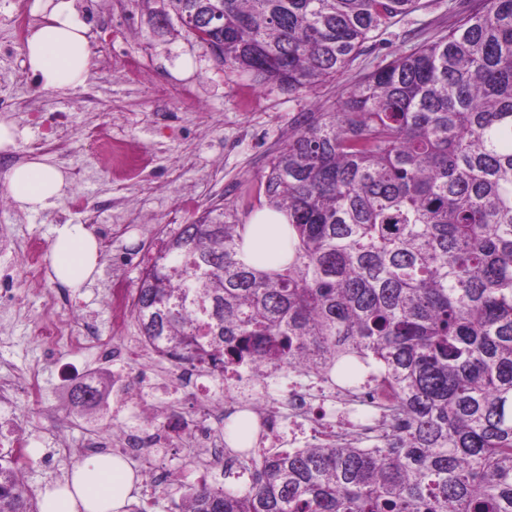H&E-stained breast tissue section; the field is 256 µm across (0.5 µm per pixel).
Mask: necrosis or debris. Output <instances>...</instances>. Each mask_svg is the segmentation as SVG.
Instances as JSON below:
<instances>
[{
    "mask_svg": "<svg viewBox=\"0 0 512 512\" xmlns=\"http://www.w3.org/2000/svg\"><path fill=\"white\" fill-rule=\"evenodd\" d=\"M37 334L43 344L82 347L86 339L79 317L46 319ZM272 373L258 374L243 368L219 381L197 369H185L175 384L165 385L154 376L127 368L112 374V414L120 416L145 398L159 394L178 398L195 396L211 406H223L225 415L252 412L265 448H310L317 444L353 445L373 449L393 430L405 426V419L392 415L387 397L374 381L353 387H337L315 373L292 370L284 389L270 387ZM158 410L151 425L122 423L106 437L93 434V448L134 450L144 463H151L173 443L175 422ZM188 438L203 455L205 471L230 466L224 453V435L208 418L191 422Z\"/></svg>",
    "mask_w": 512,
    "mask_h": 512,
    "instance_id": "4bbe7bcc",
    "label": "necrosis or debris"
}]
</instances>
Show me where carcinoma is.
I'll return each instance as SVG.
<instances>
[{
    "label": "carcinoma",
    "instance_id": "carcinoma-1",
    "mask_svg": "<svg viewBox=\"0 0 512 512\" xmlns=\"http://www.w3.org/2000/svg\"><path fill=\"white\" fill-rule=\"evenodd\" d=\"M224 65L307 93L419 0H168ZM453 26L302 112L258 185L287 215L277 264L239 259L235 210L181 224L133 298L155 351L224 375L372 366L408 427L373 450L255 447L244 484H178L182 512H512V0H448ZM98 398L71 402L88 419ZM0 512H38L0 458Z\"/></svg>",
    "mask_w": 512,
    "mask_h": 512
}]
</instances>
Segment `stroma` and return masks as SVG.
Segmentation results:
<instances>
[{"label":"stroma","mask_w":512,"mask_h":512,"mask_svg":"<svg viewBox=\"0 0 512 512\" xmlns=\"http://www.w3.org/2000/svg\"><path fill=\"white\" fill-rule=\"evenodd\" d=\"M418 10L389 28L373 33L365 52L343 77L317 88L315 95L291 94L271 83L224 67L182 26L171 19L168 29L155 27L142 0H74L80 20L94 49L93 66L87 81L106 85L98 107L79 109L80 92L43 88L32 73L14 77L0 70L1 82H17L22 113L28 114L33 129L21 132L15 147L21 159L35 134L44 139L68 138L65 149L47 154L48 163L61 171L79 165L85 176L72 180L63 198L49 209L18 211L0 231L18 242L39 249L48 261L56 228L64 223L89 224L100 246L101 271L96 281L84 288H69L50 276L31 282L24 273L23 252L0 256V270L14 269V290L20 304L0 314V380L35 377L39 392H16L0 404V420L12 422L0 434V455L10 456L14 437L27 444L28 461L24 485L39 496L46 484L61 477L74 464L88 460L82 446L90 431L108 434L111 418L90 427L69 405L73 380L111 375L113 365L98 358L93 346L46 349L34 332L47 318L82 314L96 338L121 348L127 337L137 335L134 317L127 329H114L117 314L103 298L113 277L137 287L143 269L152 263L172 230L190 223L206 207L223 204L236 208L242 220L258 211L256 189L268 156L281 147L295 126L299 113L313 103L331 105L348 85L361 80L385 58L422 42L439 26L450 25L448 0H422ZM143 58L151 74L148 82L130 84L120 74L124 59ZM77 121L57 124L62 113ZM111 126L116 153L137 160L135 168L108 164L82 139L86 128ZM84 198L97 208L96 223L72 208L75 198ZM76 448L73 458L59 459L56 440ZM201 460L184 440L156 458L151 471L140 472L138 487L150 489V512H175L177 497L172 480L196 483Z\"/></svg>","instance_id":"obj_1"}]
</instances>
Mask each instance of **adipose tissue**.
Instances as JSON below:
<instances>
[{
  "label": "adipose tissue",
  "instance_id": "adipose-tissue-1",
  "mask_svg": "<svg viewBox=\"0 0 512 512\" xmlns=\"http://www.w3.org/2000/svg\"><path fill=\"white\" fill-rule=\"evenodd\" d=\"M42 21L27 39L25 64L44 87L84 85L93 63L87 27L78 19L73 0H34ZM69 186L54 166L34 159L13 168L5 187L19 209L39 211L62 198ZM285 215L264 210L249 222L244 256L279 259L287 232ZM54 277L71 288L82 287L99 274V244L83 224L66 223L55 230L50 251ZM138 478L120 457L101 454L73 466L63 479L42 493L41 512H127Z\"/></svg>",
  "mask_w": 512,
  "mask_h": 512
}]
</instances>
